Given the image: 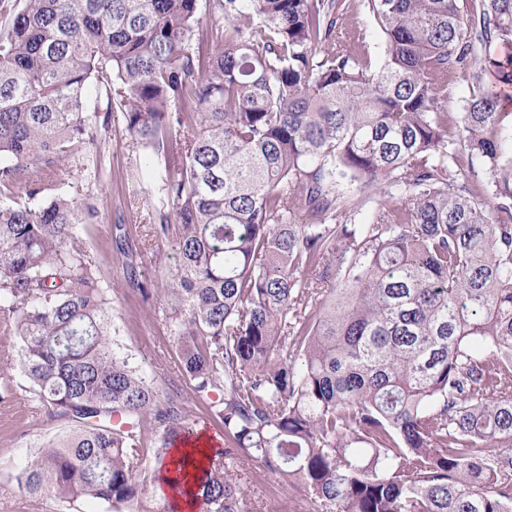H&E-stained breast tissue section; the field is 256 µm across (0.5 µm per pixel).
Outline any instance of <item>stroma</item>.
Here are the masks:
<instances>
[{
  "instance_id": "stroma-1",
  "label": "stroma",
  "mask_w": 512,
  "mask_h": 512,
  "mask_svg": "<svg viewBox=\"0 0 512 512\" xmlns=\"http://www.w3.org/2000/svg\"><path fill=\"white\" fill-rule=\"evenodd\" d=\"M99 150L106 168L103 184L82 179L71 185L70 193L80 199L90 194L98 198L101 221L85 225L82 238L85 249L97 257L108 276L112 316L124 349L146 371L153 373L159 395L179 388L190 423L208 424L215 434H222L219 421L211 418L205 405L193 397L178 374L176 345L166 323L162 292L142 301L127 278V257L112 249L113 238L125 236L132 254L141 258L147 275L156 281L164 271L176 266L174 250L167 243L154 241L146 219L148 192L162 174L163 164L149 159L147 150L133 142L117 113L110 118ZM19 350L17 335L0 332V374H11L19 388L15 399L0 402V498L9 497L11 512H63L53 498L30 501L17 482L26 457L50 431L25 390L27 382L18 366ZM248 469L250 479L245 489L250 501L283 512L292 490L258 463H250Z\"/></svg>"
}]
</instances>
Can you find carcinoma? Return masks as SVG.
Instances as JSON below:
<instances>
[{
  "mask_svg": "<svg viewBox=\"0 0 512 512\" xmlns=\"http://www.w3.org/2000/svg\"><path fill=\"white\" fill-rule=\"evenodd\" d=\"M383 57L346 35L339 0H0V323L43 418L70 428L17 480L33 501L176 512L146 477L187 440L112 339L110 288L85 250L121 111L164 163L152 237L179 374L224 427L192 482L202 512H257L244 461L314 512H512V0H362ZM490 74L463 112L448 85ZM94 86L106 112L87 111ZM483 164L491 198L455 170ZM24 185L28 201L14 197ZM383 200L365 224L344 219ZM130 283L151 296L139 264Z\"/></svg>",
  "mask_w": 512,
  "mask_h": 512,
  "instance_id": "cac0c4a2",
  "label": "carcinoma"
}]
</instances>
